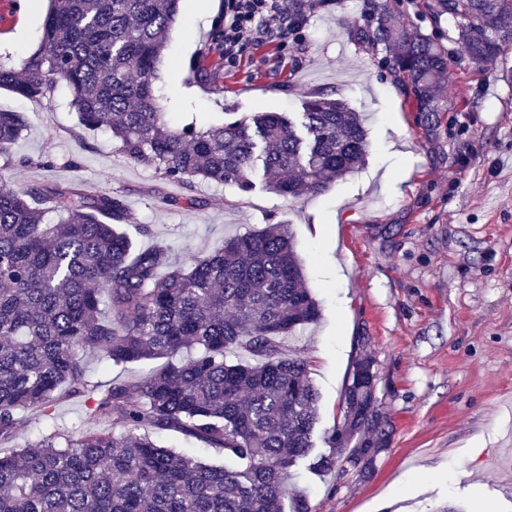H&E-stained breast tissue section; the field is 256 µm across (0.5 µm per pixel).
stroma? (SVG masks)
<instances>
[{
	"label": "stroma",
	"mask_w": 512,
	"mask_h": 512,
	"mask_svg": "<svg viewBox=\"0 0 512 512\" xmlns=\"http://www.w3.org/2000/svg\"><path fill=\"white\" fill-rule=\"evenodd\" d=\"M409 27L435 34L448 53V109L432 130L405 97L379 51L352 35L366 0H326L307 9L300 41L262 37L235 64L199 59L224 0H184L156 84L174 125L220 123L226 113L298 115L312 94L343 100L368 132L364 163L325 191L288 198L201 179L163 180L120 154L108 133L79 125L69 92L52 103L0 89V110L26 127L14 145L11 189L80 182L123 196L148 234L180 262L228 238L290 224L306 283L321 308L317 324L285 347L308 365L320 394V427L342 420L348 371L376 361L378 397L393 427L371 475L335 468L300 473L314 512H512V50L473 63L447 30L420 16V0H377ZM47 0H0V60L17 66L39 46ZM215 72L213 87L190 84L193 60ZM81 399L49 418L30 416L11 453L53 430L89 427Z\"/></svg>",
	"instance_id": "obj_1"
}]
</instances>
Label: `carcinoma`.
<instances>
[{"mask_svg": "<svg viewBox=\"0 0 512 512\" xmlns=\"http://www.w3.org/2000/svg\"><path fill=\"white\" fill-rule=\"evenodd\" d=\"M181 2L49 0L38 49L18 69L0 61V89L48 101L66 86L81 126L109 133L126 158L172 183L201 178L247 193L259 168L268 190L294 198L362 164L363 119L320 95L295 118L169 125L154 82ZM422 10L435 28L455 23L475 63L512 46V0H422ZM366 19L354 38L381 49L432 127L448 111V52L375 6ZM209 53L224 56L222 13L200 55ZM24 126L0 111V177ZM131 226L147 231L117 192L0 188V441L28 415L51 417L67 396L85 399L90 419L112 420L110 431H54L0 454V512H281L286 500L289 512H312L307 496L288 497L292 471L328 472L342 460L370 473L393 433L375 359L352 363L342 422L322 432L307 364L281 346L321 316L290 225L230 238L187 266L167 246L136 248ZM232 350L251 361H228ZM88 356L167 363L105 384L90 379ZM147 427L195 439L231 465L160 446Z\"/></svg>", "mask_w": 512, "mask_h": 512, "instance_id": "1", "label": "carcinoma"}]
</instances>
